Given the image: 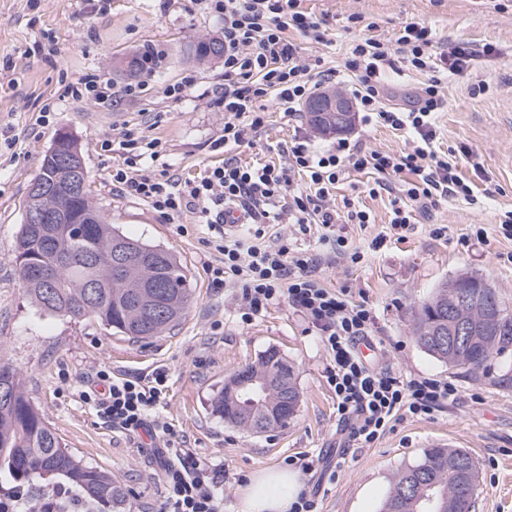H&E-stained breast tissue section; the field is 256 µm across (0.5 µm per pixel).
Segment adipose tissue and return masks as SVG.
<instances>
[{
  "label": "adipose tissue",
  "instance_id": "adipose-tissue-1",
  "mask_svg": "<svg viewBox=\"0 0 512 512\" xmlns=\"http://www.w3.org/2000/svg\"><path fill=\"white\" fill-rule=\"evenodd\" d=\"M300 489L296 472L266 468L254 472L238 492L239 512H288Z\"/></svg>",
  "mask_w": 512,
  "mask_h": 512
}]
</instances>
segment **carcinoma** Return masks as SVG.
Wrapping results in <instances>:
<instances>
[{
	"label": "carcinoma",
	"instance_id": "cac0c4a2",
	"mask_svg": "<svg viewBox=\"0 0 512 512\" xmlns=\"http://www.w3.org/2000/svg\"><path fill=\"white\" fill-rule=\"evenodd\" d=\"M200 59L224 55V43L215 38L190 45ZM152 55L139 51L120 66L125 80L134 83L151 71ZM307 122L320 135L340 132L331 114L307 113ZM40 175L53 182L50 194L28 193L23 212L46 211L65 214V224L21 223L17 235V257L35 258L53 271L59 287L48 294L42 284L27 279L38 309L98 323L138 342L160 336L178 324L186 309L190 288L183 266L168 250L130 237L110 224L94 206L89 187L81 195L70 196L67 174L49 149L42 160ZM120 245L134 258V265L122 272L112 266V250ZM461 288L483 292L476 280L461 275L443 284L423 302L415 316L416 342L434 358L470 372L482 370L497 355L512 349V312L499 301L500 320L487 325L478 306L459 309L454 300ZM467 320L476 327L470 347L450 348L434 335L443 321ZM275 368L288 376V387H273L270 397L278 402L288 395V416L298 410L301 393L295 371L274 347L267 348L257 361L244 367L252 375L266 376ZM0 391L8 400L0 403V475L19 486L50 485L57 480L78 490L87 500L112 512H125V489L106 472L85 465L76 454L62 446L44 415L24 391L17 373L0 365ZM211 413L224 423L255 434L283 428L286 422L277 410L239 408L224 400L219 390L211 402ZM477 472L473 456L461 448H427L412 465L393 478L380 512H422L423 495L435 496L436 509L461 501L475 507L476 487L466 480Z\"/></svg>",
	"mask_w": 512,
	"mask_h": 512
}]
</instances>
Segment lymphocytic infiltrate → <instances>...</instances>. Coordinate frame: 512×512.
Listing matches in <instances>:
<instances>
[{"mask_svg":"<svg viewBox=\"0 0 512 512\" xmlns=\"http://www.w3.org/2000/svg\"><path fill=\"white\" fill-rule=\"evenodd\" d=\"M193 2L224 23L222 146L241 144L264 128L269 105L296 111L319 82L329 81L330 71L316 70L299 52L298 39L318 44L328 41L326 19L303 10L301 0ZM348 21L366 29L365 35L352 42L344 61L353 76L349 91L359 111L375 115L379 123L392 129L410 130L415 139L411 151L384 153L345 139L320 150L301 141L284 149L283 165H243L230 160L211 167L201 180L183 181L172 173L170 164L159 163L160 143L153 139L141 148L148 154L149 164H140L134 156L126 158L122 166L113 168L112 185L176 221L178 233L187 231L180 222L185 212L196 210L206 217L213 233L206 245L221 256L208 270L216 287L237 289L242 323H251L281 303L303 317L327 355L324 378L336 397V416L343 432L353 445L365 448L384 438L398 419L445 411L455 400L457 389L439 378L407 377L389 369L369 368L357 346L371 337V309L355 301L347 289L323 286L315 276L316 257L295 247L288 236L265 241L263 225L270 218L303 230L317 226L321 242L356 264L362 259L361 252L349 249L336 227L344 222L367 224L370 215L353 209L343 216L330 203L333 189L346 172L372 171L397 183L393 216L387 229L372 239L375 249L388 239H405L414 226V208L432 207L448 198L472 200L473 188L456 164L432 148L434 116L443 107L449 76L491 58L498 48L452 43L438 52L427 25L410 22L396 37L387 38L378 34L377 23L365 22L362 15L351 14ZM405 69L422 74L424 80L410 105H388L389 76ZM297 173L306 176L307 187L294 186ZM231 206L239 208L246 223L253 225L248 236L225 235L221 219L225 208ZM91 381L82 398L113 428L133 434L143 429L165 436L168 461L161 512H224L220 465L178 447L173 429L154 414L166 391L164 369L118 380L98 369ZM78 503L77 494L66 489L40 499L14 492L0 494V512H80Z\"/></svg>","mask_w":512,"mask_h":512,"instance_id":"lymphocytic-infiltrate-1","label":"lymphocytic infiltrate"}]
</instances>
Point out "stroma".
I'll return each mask as SVG.
<instances>
[{"label": "stroma", "instance_id": "stroma-1", "mask_svg": "<svg viewBox=\"0 0 512 512\" xmlns=\"http://www.w3.org/2000/svg\"><path fill=\"white\" fill-rule=\"evenodd\" d=\"M303 9L325 17L328 45L303 43L308 60L342 65L357 29L354 13L377 22L392 37L409 22L432 27L439 45L466 42L512 46V0H302ZM223 22L195 9L191 0H0V364L13 368L23 388L63 445L90 466L111 474L127 492L126 512H160L159 487L166 461L164 441L139 432L112 429L81 392L91 372L145 374L165 368L168 391L157 415L169 423L185 447L202 460L224 467V512H238L239 487L257 470L282 466L302 453L324 457L335 476L301 475V487L316 491L321 512H379L389 482L413 464L424 448L442 442L467 450L478 468L477 512H512V357L497 358L473 374L428 355L413 335V315L435 288L458 275L483 278L512 307V240L499 232V215L512 210V53L494 57L448 80L444 107L435 120L434 149L458 164L470 181L477 204L450 199L415 214L405 240L372 250V238L390 221L388 192L369 195L377 176L352 171L336 186L337 208L353 203L367 210L366 226L346 224L342 234L364 252L361 263L334 257L319 245L317 232L295 224H269L267 238L288 235L301 249L320 254L316 275L329 288L350 289L374 315L376 369L452 382L458 399L447 411L407 418L377 443L348 446L336 419V399L323 371L327 356L302 319L281 304L252 324L237 317V294L214 287L205 265L211 234L197 214L183 215L187 234L161 218L151 206L117 192L113 166L123 162L125 145L158 139L161 159L180 179L193 181L224 159L214 145L224 132V107L216 101L224 83V62L200 61L189 45L222 38ZM153 50L156 67L132 95L118 75L129 54ZM101 70L117 93L96 104L65 95L66 85ZM486 92L476 93L479 80ZM169 85H185L186 97H165ZM78 139L94 204L123 233L163 246L187 270L191 296L181 322L171 331L133 342L96 323L37 314L16 262L15 238L23 202L56 135ZM319 147L335 137L315 134L304 112L270 106L265 127L232 154L243 164L283 163V146L295 138ZM350 142L398 154L411 148L408 135L356 113ZM110 140L111 150L100 148ZM475 153L463 158L461 147ZM480 170H473V163ZM443 224L445 236L431 227ZM483 230L484 240L470 236ZM276 347L290 361L301 391L296 416L287 427L254 434L220 421L211 400L225 378Z\"/></svg>", "mask_w": 512, "mask_h": 512}]
</instances>
